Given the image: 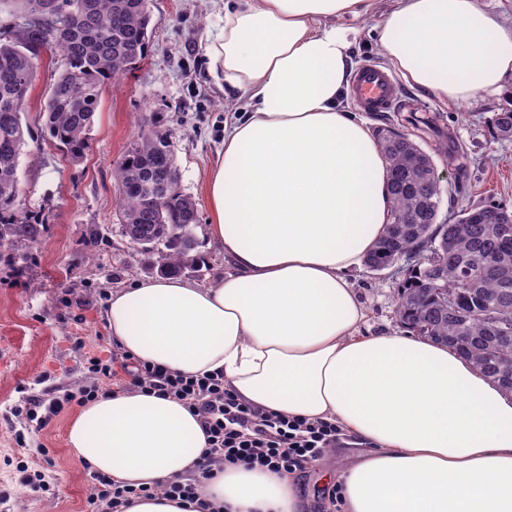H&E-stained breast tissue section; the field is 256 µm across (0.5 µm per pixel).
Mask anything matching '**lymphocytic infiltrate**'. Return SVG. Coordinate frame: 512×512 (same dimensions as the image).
Returning a JSON list of instances; mask_svg holds the SVG:
<instances>
[{
	"label": "lymphocytic infiltrate",
	"mask_w": 512,
	"mask_h": 512,
	"mask_svg": "<svg viewBox=\"0 0 512 512\" xmlns=\"http://www.w3.org/2000/svg\"><path fill=\"white\" fill-rule=\"evenodd\" d=\"M88 372V384L65 390L46 387L42 395L15 406V416L44 429L68 408L108 396L114 382L123 390L137 389L186 403L199 416L208 446L189 478L157 486L154 491L170 500L196 505L201 512L211 508L210 503L201 500L199 488L203 480L211 478L213 468L243 463L294 474L335 447L341 436L331 422L290 418L251 408L225 388L224 376L218 372L178 375L156 365L134 363L117 351L106 357H90ZM150 491L99 476L87 498L88 512H122L133 499L149 495Z\"/></svg>",
	"instance_id": "f902f5d3"
}]
</instances>
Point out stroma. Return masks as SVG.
I'll return each instance as SVG.
<instances>
[{"label": "stroma", "mask_w": 512, "mask_h": 512, "mask_svg": "<svg viewBox=\"0 0 512 512\" xmlns=\"http://www.w3.org/2000/svg\"><path fill=\"white\" fill-rule=\"evenodd\" d=\"M152 34L147 54L127 74L103 85L90 131V149L69 163L43 137L44 109L59 57L43 55L29 92L24 120L30 134L20 158L21 204L38 214L45 231L23 272L0 264V512H84L94 484L90 470L69 455L63 412L18 447L22 420L12 409L23 395L40 394L42 377L51 385L75 388L85 380L87 356L105 355L113 344L105 322L106 295L145 279V258L119 229V190L112 167L138 133L154 126L170 134L180 169V188L196 203L194 227L199 260L184 278L212 284L224 271V254L207 243L209 212L205 175L223 150L224 122L237 104L236 92L220 88L208 73L203 45L224 25L214 0H150ZM402 104L389 119L371 117L373 129L414 133L434 155L443 188L441 219L465 206L500 202L512 207V138L494 137L496 113L512 109V79L495 96L480 95L464 105L444 104L431 93L401 86ZM98 225L104 240L89 252L86 233ZM370 318L367 334L398 333L395 316L405 278L391 266L361 268L354 275ZM50 450V494L37 497L17 482L18 462H40ZM362 446L342 437L335 448L297 478L316 512L326 501L318 477L337 471L361 454Z\"/></svg>", "instance_id": "stroma-1"}]
</instances>
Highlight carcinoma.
Masks as SVG:
<instances>
[{"label":"carcinoma","mask_w":512,"mask_h":512,"mask_svg":"<svg viewBox=\"0 0 512 512\" xmlns=\"http://www.w3.org/2000/svg\"><path fill=\"white\" fill-rule=\"evenodd\" d=\"M24 23L0 42V262L17 269L28 259L45 224L21 207L18 166L26 146L23 115L42 53L57 52L63 65L43 109L44 137L73 164L90 148L89 132L100 86L133 69L150 38L149 0H0ZM498 137H512V110L493 122ZM407 144L380 145L390 166L392 208L385 236L367 262L393 264L417 257L396 307L402 327L454 348L489 378L512 365V210L501 203L477 206L489 220L477 224L463 208L439 221L442 191L433 184L432 156L410 135ZM120 190V223L144 256L166 250L161 262H146L151 274L177 276L195 263L193 226L197 208L180 191V172L170 136L141 131L112 169ZM160 194L162 207L152 202Z\"/></svg>","instance_id":"1"}]
</instances>
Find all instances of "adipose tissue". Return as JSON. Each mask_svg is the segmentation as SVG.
I'll use <instances>...</instances> for the list:
<instances>
[{
	"instance_id": "adipose-tissue-1",
	"label": "adipose tissue",
	"mask_w": 512,
	"mask_h": 512,
	"mask_svg": "<svg viewBox=\"0 0 512 512\" xmlns=\"http://www.w3.org/2000/svg\"><path fill=\"white\" fill-rule=\"evenodd\" d=\"M207 38L217 83L246 103L224 124L206 175L208 235L224 272L113 291V344L185 376L220 372L244 403L335 423L363 445L334 480L343 512H512V393L433 340L367 336L353 280L383 237L388 164L344 99L359 25L376 19L388 65L444 103L497 94L512 78V26L480 0H224ZM78 466L135 486L186 476L208 446L178 400L118 391L67 425ZM220 512H308L293 478L215 470Z\"/></svg>"
}]
</instances>
